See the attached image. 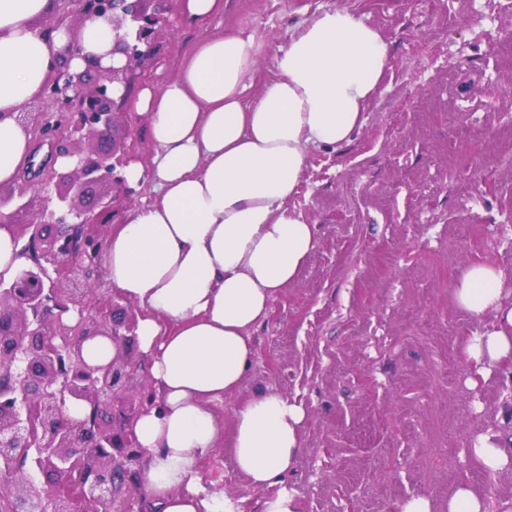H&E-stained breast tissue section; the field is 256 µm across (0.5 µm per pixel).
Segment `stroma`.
Instances as JSON below:
<instances>
[{"instance_id":"1","label":"stroma","mask_w":512,"mask_h":512,"mask_svg":"<svg viewBox=\"0 0 512 512\" xmlns=\"http://www.w3.org/2000/svg\"><path fill=\"white\" fill-rule=\"evenodd\" d=\"M183 3L170 0L158 63L132 93L174 75L202 36ZM335 8L380 32L389 67L353 142L308 155L289 204L317 245L254 329L242 393L274 389L308 409L286 478L301 512H398L461 484L512 512V471L470 453L481 432L512 437V367L477 373L463 345L485 322L453 298L476 263L500 268L512 291V0H224L220 30L264 42L248 95L275 76L289 27ZM126 349L116 430L151 388L146 358ZM201 473L258 512L262 491L228 453L203 458Z\"/></svg>"}]
</instances>
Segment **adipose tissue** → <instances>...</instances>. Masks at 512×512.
<instances>
[{
  "label": "adipose tissue",
  "instance_id": "1",
  "mask_svg": "<svg viewBox=\"0 0 512 512\" xmlns=\"http://www.w3.org/2000/svg\"><path fill=\"white\" fill-rule=\"evenodd\" d=\"M56 0H0V186L15 182L31 137L15 114L42 91L70 41L111 65L112 27L53 24ZM223 0H185L182 20L207 34L136 109L155 146L150 165L129 163V185L150 196L113 225L102 254L107 279L139 310L135 336L158 398L131 430L146 458L137 488L152 512H242L241 501L200 474L224 450L263 491L260 512H300L285 478L301 448L304 403L261 389L231 424L214 406L240 391L253 368L254 327L296 281L317 244L316 227L288 201L311 149L350 144L366 122L388 64L378 30L352 11L315 12L292 27L277 74L246 99L263 51L254 34L208 32ZM504 273L467 267L454 290L468 313L492 316L464 346L479 374L512 364V300Z\"/></svg>",
  "mask_w": 512,
  "mask_h": 512
}]
</instances>
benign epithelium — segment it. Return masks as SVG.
Wrapping results in <instances>:
<instances>
[{
  "instance_id": "1",
  "label": "benign epithelium",
  "mask_w": 512,
  "mask_h": 512,
  "mask_svg": "<svg viewBox=\"0 0 512 512\" xmlns=\"http://www.w3.org/2000/svg\"><path fill=\"white\" fill-rule=\"evenodd\" d=\"M55 22L81 26L104 19L112 23V54L119 66H104L89 56L81 71L58 66L44 84L40 99L48 112L20 110L17 123L51 148L54 159L67 160L64 171L16 191L0 188V220L15 223L31 208L28 193L44 195L32 221L16 236L29 235L25 259L10 282L0 279V463L15 474L14 486L37 496L23 476L31 466L55 486L53 512H104L112 504L116 472L137 475L144 452L129 433L112 431V400L125 374L116 359L92 367L82 343L95 335L119 341L112 327V300L92 316L77 289L62 282L72 275L95 285L103 242L85 231L108 226L112 201H87L89 188L112 183L126 189L121 170L128 163L126 145L111 138L114 118L123 113L133 78L158 58L159 37L167 23V0H62ZM83 402L87 418L67 415Z\"/></svg>"
}]
</instances>
